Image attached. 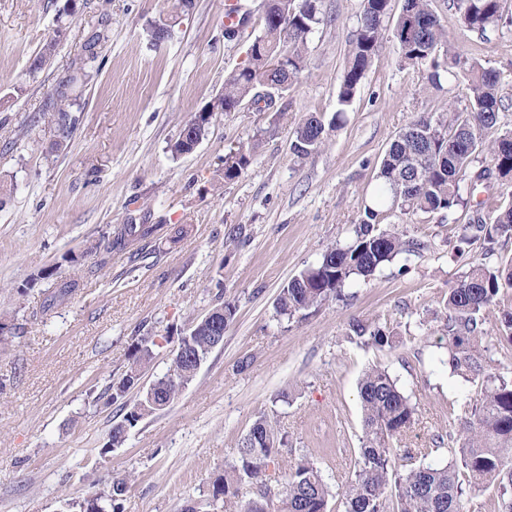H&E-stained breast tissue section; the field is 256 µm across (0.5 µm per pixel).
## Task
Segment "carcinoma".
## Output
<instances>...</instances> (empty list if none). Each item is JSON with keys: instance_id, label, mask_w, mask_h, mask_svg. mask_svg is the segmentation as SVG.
Masks as SVG:
<instances>
[{"instance_id": "1", "label": "carcinoma", "mask_w": 512, "mask_h": 512, "mask_svg": "<svg viewBox=\"0 0 512 512\" xmlns=\"http://www.w3.org/2000/svg\"><path fill=\"white\" fill-rule=\"evenodd\" d=\"M457 8L465 27L477 33L481 42H489L488 30L502 20L501 0H457ZM262 12L263 31L249 44L247 63L224 78V93L207 104L212 116L240 111L259 87L274 98L288 91L307 66L309 35L318 25L332 21L323 10V0H262ZM57 37L56 33L42 46L31 70L40 69L53 55ZM107 39L104 28L89 37L57 84L50 111L43 113V119L65 137L75 126L73 101L100 71V48ZM387 42L396 48L400 62L425 69V88L439 91L448 81L462 78L465 95L448 104L447 110L417 117L400 130L381 159L374 200L363 206L350 240L326 248L316 265L283 285L276 303L281 315L290 317L341 296L351 276L368 277L406 250L398 228L379 227V207L395 208L407 218L421 213L452 216L468 207L462 183L512 182V130L500 128V76L477 58L448 46L447 30L431 0H403L397 14L393 0H362L336 94V115L328 122L318 113L304 116L293 131V153L305 158L325 145ZM210 125L206 117L186 122L169 145L172 157L192 152L208 136ZM492 130L497 136L489 139ZM481 156L490 165L476 170L474 163ZM249 164L250 151L242 147L225 155L223 179L239 178ZM475 212L476 219L465 224L462 241L481 240L489 252L497 238L512 237L511 199L489 196L476 202ZM157 228L156 224H127L106 249L122 250L126 238L144 239ZM504 289H512V260L494 270L475 261L448 288V364L465 381L480 387L469 417L459 423L458 455L448 463L424 464L417 461L421 450L394 447L416 423V408L386 370L375 367L365 373L359 383L364 437L344 485L345 512H464L465 483L497 485L498 512H512V381L488 365L483 329L486 311ZM236 311L234 302L223 301L213 307L211 317L179 336L177 353L167 372L155 380L152 396L142 397L112 427L102 453L121 447L131 428L157 407H168L194 380L198 364L224 342V336L215 332L214 321L226 327ZM349 329L380 346L390 340L388 328L376 322L354 320ZM154 346L153 336H143L133 346L130 369L111 386L112 402L124 399L136 387ZM286 447L287 436L267 417L258 418L241 441L236 461L210 481L211 505L223 512H327L333 492L321 469L305 455L281 467L279 458ZM244 483L256 489V496L245 501L239 497ZM127 488L126 479H114L92 496L70 503V512H123Z\"/></svg>"}]
</instances>
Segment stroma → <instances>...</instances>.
<instances>
[{
  "instance_id": "obj_1",
  "label": "stroma",
  "mask_w": 512,
  "mask_h": 512,
  "mask_svg": "<svg viewBox=\"0 0 512 512\" xmlns=\"http://www.w3.org/2000/svg\"><path fill=\"white\" fill-rule=\"evenodd\" d=\"M250 22L224 38L225 0H194L170 13L165 0H0V314L15 335L0 342V512H68L117 478L128 481L124 512H209L207 484L234 462L260 416L277 420L294 455L311 456L334 491L329 512H345L339 491L358 453L363 416L358 383L385 368L415 404L405 442L447 462L459 446L453 426L477 388L448 366L444 302L473 259L490 267L512 258V238L493 252L460 240L463 220L438 214L402 224L413 248L374 275L351 277L339 299L293 316L276 302L282 286L348 242L361 203L377 187L380 161L397 132L417 116L463 97L451 81L422 90L424 72L401 64L385 45L365 75L343 126L307 158L291 151L295 124L332 117L362 0H325L331 23L307 43V68L285 94L286 116L245 102L217 115L193 152L168 146L195 112L222 93L226 74L247 61L262 31L261 0H239ZM456 51L496 70L503 127L512 128V0L489 46L464 29L454 0H434ZM169 35L152 41L149 24ZM107 24L103 66L73 108L69 137L42 121L54 89L92 30ZM63 36L38 71L30 65L55 29ZM251 149L240 178H220L224 156ZM126 224H154L143 256L102 245ZM179 241H172L174 229ZM53 278L40 277L43 268ZM78 286L45 308L55 287ZM237 313L224 343L166 409L146 416L112 452L102 447L124 411L109 388L130 367L138 339L155 337L149 385L166 373L178 337L217 296ZM486 314L487 356L512 379V343L498 336L502 290ZM375 319L393 334L379 346L349 339L348 324Z\"/></svg>"
}]
</instances>
